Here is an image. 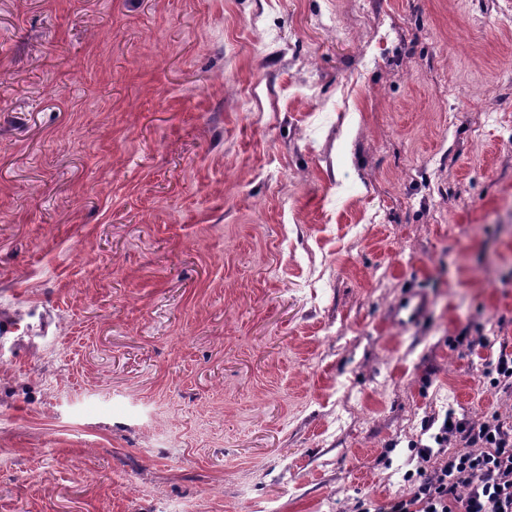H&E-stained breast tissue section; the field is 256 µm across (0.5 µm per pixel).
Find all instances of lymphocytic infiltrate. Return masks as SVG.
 Instances as JSON below:
<instances>
[{"label":"lymphocytic infiltrate","instance_id":"obj_1","mask_svg":"<svg viewBox=\"0 0 512 512\" xmlns=\"http://www.w3.org/2000/svg\"><path fill=\"white\" fill-rule=\"evenodd\" d=\"M435 448L418 449L412 492L388 512H512V424L495 417L480 423L447 416ZM454 442L464 451L451 450Z\"/></svg>","mask_w":512,"mask_h":512}]
</instances>
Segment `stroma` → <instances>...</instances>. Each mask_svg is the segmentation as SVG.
Wrapping results in <instances>:
<instances>
[{
    "mask_svg": "<svg viewBox=\"0 0 512 512\" xmlns=\"http://www.w3.org/2000/svg\"><path fill=\"white\" fill-rule=\"evenodd\" d=\"M503 352L512 0H0V512L379 508Z\"/></svg>",
    "mask_w": 512,
    "mask_h": 512,
    "instance_id": "stroma-1",
    "label": "stroma"
}]
</instances>
